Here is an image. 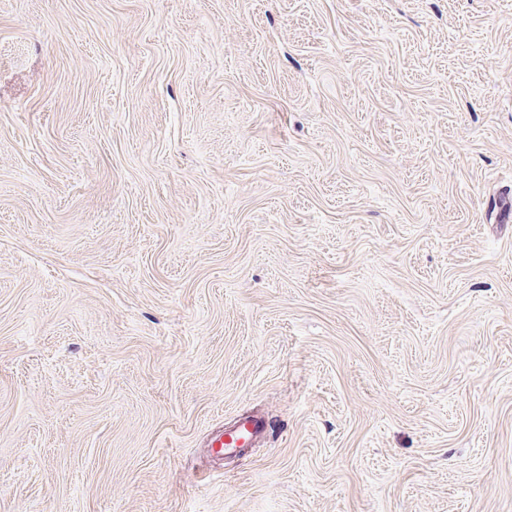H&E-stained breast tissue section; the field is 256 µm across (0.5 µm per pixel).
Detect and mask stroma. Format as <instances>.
I'll return each instance as SVG.
<instances>
[{"mask_svg":"<svg viewBox=\"0 0 512 512\" xmlns=\"http://www.w3.org/2000/svg\"><path fill=\"white\" fill-rule=\"evenodd\" d=\"M506 194L512 0H0V512H512ZM269 430L268 423L260 416L243 415L236 420L234 429L220 432L212 440L211 448H219L217 452L230 455L237 448L254 446L266 438Z\"/></svg>","mask_w":512,"mask_h":512,"instance_id":"stroma-1","label":"stroma"}]
</instances>
